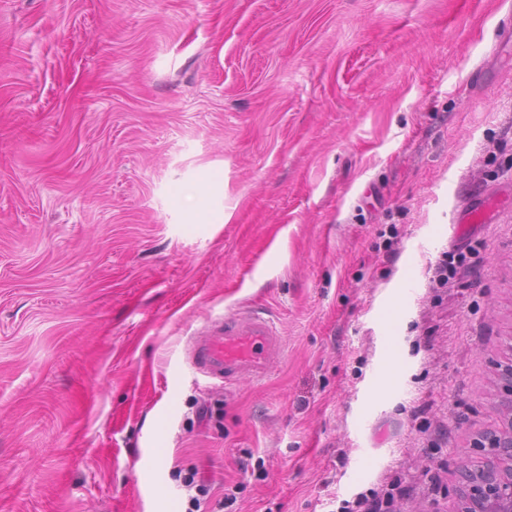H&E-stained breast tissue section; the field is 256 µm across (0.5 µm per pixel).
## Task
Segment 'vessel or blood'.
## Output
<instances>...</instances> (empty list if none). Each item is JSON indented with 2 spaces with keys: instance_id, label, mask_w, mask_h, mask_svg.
<instances>
[{
  "instance_id": "1",
  "label": "vessel or blood",
  "mask_w": 512,
  "mask_h": 512,
  "mask_svg": "<svg viewBox=\"0 0 512 512\" xmlns=\"http://www.w3.org/2000/svg\"><path fill=\"white\" fill-rule=\"evenodd\" d=\"M282 340L271 320L247 309L208 323L189 341L186 362L223 386L243 377H265L280 358Z\"/></svg>"
}]
</instances>
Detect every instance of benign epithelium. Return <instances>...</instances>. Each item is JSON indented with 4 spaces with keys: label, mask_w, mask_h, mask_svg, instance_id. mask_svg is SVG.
Here are the masks:
<instances>
[{
    "label": "benign epithelium",
    "mask_w": 512,
    "mask_h": 512,
    "mask_svg": "<svg viewBox=\"0 0 512 512\" xmlns=\"http://www.w3.org/2000/svg\"><path fill=\"white\" fill-rule=\"evenodd\" d=\"M499 427L473 439L484 464L462 473L458 512H512V361L498 367Z\"/></svg>",
    "instance_id": "7a95c632"
}]
</instances>
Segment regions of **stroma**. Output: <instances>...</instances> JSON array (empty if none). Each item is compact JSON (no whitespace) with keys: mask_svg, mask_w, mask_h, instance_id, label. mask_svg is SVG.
<instances>
[{"mask_svg":"<svg viewBox=\"0 0 512 512\" xmlns=\"http://www.w3.org/2000/svg\"><path fill=\"white\" fill-rule=\"evenodd\" d=\"M241 307L283 352L219 388ZM511 336L512 0H0V512H456ZM448 261V252H443L439 260L434 266H431L429 272L432 271L430 276V282L435 284L437 288H445L452 280L455 279L456 270L454 268L453 261ZM282 340L273 322L251 309L208 323L189 341L186 362L226 386L242 377H265L280 358ZM198 472L193 471L185 475L182 480V486L188 492V502L191 508H189L188 512H214L215 510L210 509H221L218 510L223 511L225 504H229L230 506L236 501V496L234 493V489L237 490V486L231 487V489L224 488V498L222 500L216 501L214 505H211V501L209 499L210 489L207 484H205L204 480L197 479ZM194 491V494L192 492ZM413 488L396 480L356 495L353 501L342 500L339 512H393L397 501L409 498Z\"/></svg>","mask_w":512,"mask_h":512,"instance_id":"35a3bbf8","label":"stroma"}]
</instances>
